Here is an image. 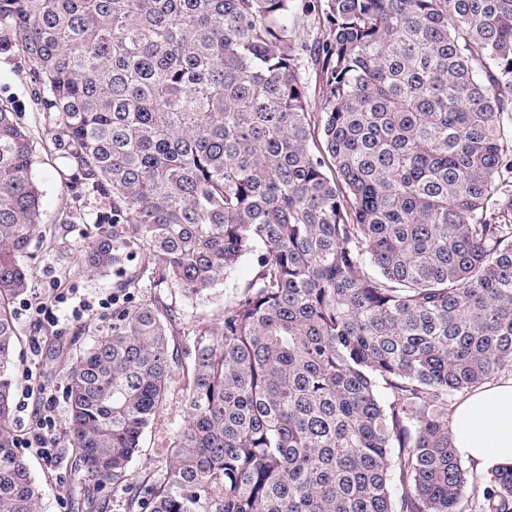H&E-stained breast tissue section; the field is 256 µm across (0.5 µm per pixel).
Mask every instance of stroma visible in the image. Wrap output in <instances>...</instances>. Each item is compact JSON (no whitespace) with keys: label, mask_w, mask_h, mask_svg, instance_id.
Segmentation results:
<instances>
[{"label":"stroma","mask_w":512,"mask_h":512,"mask_svg":"<svg viewBox=\"0 0 512 512\" xmlns=\"http://www.w3.org/2000/svg\"><path fill=\"white\" fill-rule=\"evenodd\" d=\"M31 64L15 50L0 52V104L11 106L18 121L31 133L35 152L34 176L42 190L43 239L34 240L24 259L31 272L28 290L13 304L15 325L22 339L15 357L16 387L13 425L27 438L44 416L56 422L58 459L47 462L35 449H24L32 474L44 487L40 512H129L128 504L142 476L161 483L173 437L184 420L182 380L172 391L147 429L141 452L134 458L130 480L112 483L87 500L84 490L92 479L76 460L67 430L65 398L67 370L94 341L112 330L117 306H100L102 298L117 295L125 302H154L173 311L172 345H191L202 326H218L225 306L242 293L256 273V260L241 261L231 279L200 296H186L173 285L124 289L125 279L145 263L143 250H131L124 262L107 273L89 271L82 251L97 225L112 221L111 191H95L82 173L63 159L55 143L58 130L45 122L34 96ZM93 310L78 312L80 301Z\"/></svg>","instance_id":"1"}]
</instances>
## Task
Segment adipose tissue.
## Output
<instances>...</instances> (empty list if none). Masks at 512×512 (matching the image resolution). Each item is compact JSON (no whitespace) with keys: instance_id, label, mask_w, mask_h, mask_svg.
I'll list each match as a JSON object with an SVG mask.
<instances>
[{"instance_id":"ef3b65f1","label":"adipose tissue","mask_w":512,"mask_h":512,"mask_svg":"<svg viewBox=\"0 0 512 512\" xmlns=\"http://www.w3.org/2000/svg\"><path fill=\"white\" fill-rule=\"evenodd\" d=\"M454 447L482 470L512 468V378L477 388L453 411Z\"/></svg>"}]
</instances>
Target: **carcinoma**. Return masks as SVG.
I'll use <instances>...</instances> for the list:
<instances>
[{
	"mask_svg": "<svg viewBox=\"0 0 512 512\" xmlns=\"http://www.w3.org/2000/svg\"><path fill=\"white\" fill-rule=\"evenodd\" d=\"M317 2L311 114V0H0V50L31 62L64 157L112 188L91 270L136 245L154 282L200 295L257 254L187 360L150 303L77 357L71 448L128 480L180 371L185 422L129 512H512V470H470L448 418L512 369V0ZM34 164L0 106V512L43 497L11 424ZM326 37V30L319 23L318 12L299 14L295 24V38L297 44L314 47V45ZM313 55L307 52L301 60V77L308 89V112H320L323 105V88L320 68L314 61Z\"/></svg>",
	"mask_w": 512,
	"mask_h": 512,
	"instance_id": "1",
	"label": "carcinoma"
}]
</instances>
